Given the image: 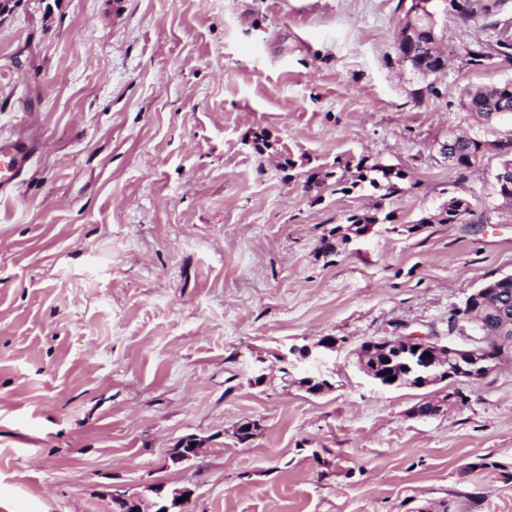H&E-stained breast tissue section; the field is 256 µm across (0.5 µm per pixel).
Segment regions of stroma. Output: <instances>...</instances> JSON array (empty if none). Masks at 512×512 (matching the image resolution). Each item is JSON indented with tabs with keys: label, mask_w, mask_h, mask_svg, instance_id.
Segmentation results:
<instances>
[{
	"label": "stroma",
	"mask_w": 512,
	"mask_h": 512,
	"mask_svg": "<svg viewBox=\"0 0 512 512\" xmlns=\"http://www.w3.org/2000/svg\"><path fill=\"white\" fill-rule=\"evenodd\" d=\"M399 0H17L0 14V140L35 148L0 194V512H512V360L488 377L385 388L365 341L448 333L512 274L501 158L466 181L450 134L512 137L464 89L512 65L401 57ZM267 132L275 149L250 142ZM394 165L309 193L304 170ZM296 161L286 179L284 158ZM472 202L458 224L449 195ZM390 223L324 252L349 216ZM336 337L297 359L292 347ZM328 381L312 395L303 378ZM459 390L430 418L412 409ZM257 423L239 442L237 430ZM197 457L176 464L185 437ZM367 159L360 158L358 162L355 164L354 169L355 172L352 171L351 161H346L344 164L342 162L336 161L338 165V169L340 170V174L337 175V172L331 171L326 173L324 176L326 178H331L336 176L335 184L336 186L347 183L350 178L347 177V174L354 179L350 184L351 187H356L361 182H365L368 179V176L364 172H378L376 177L369 179V185L373 187L375 190L382 191L383 193L379 196L380 199H388L392 197L395 193L399 191L398 180H402L406 177V174L402 170H396L394 168L387 170H382L381 165L373 164L371 166H366ZM465 206L462 208V204ZM472 212L471 203L466 197L451 196L440 212L439 223L442 224H458L463 218Z\"/></svg>",
	"instance_id": "35a3bbf8"
}]
</instances>
